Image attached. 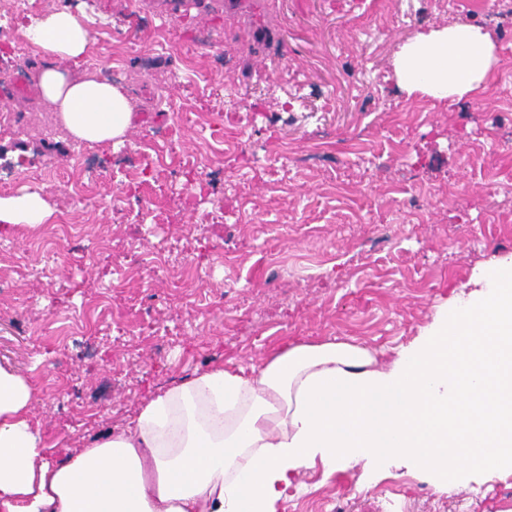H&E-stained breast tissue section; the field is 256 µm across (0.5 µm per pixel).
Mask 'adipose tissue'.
Returning a JSON list of instances; mask_svg holds the SVG:
<instances>
[{
    "mask_svg": "<svg viewBox=\"0 0 512 512\" xmlns=\"http://www.w3.org/2000/svg\"><path fill=\"white\" fill-rule=\"evenodd\" d=\"M50 66L34 79L77 140L124 143L136 113L121 87L80 64L93 42L67 9L24 32ZM498 48L481 25L418 35L394 60L399 86L438 100H481ZM35 191L0 197V224L36 227ZM437 307L389 359L335 338L291 342L260 366L220 365L146 400L125 425L56 458L33 424L34 388L0 366V512H288L304 470L401 462L437 483L512 472V256Z\"/></svg>",
    "mask_w": 512,
    "mask_h": 512,
    "instance_id": "obj_1",
    "label": "adipose tissue"
}]
</instances>
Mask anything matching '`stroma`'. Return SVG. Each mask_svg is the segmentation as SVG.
<instances>
[{
  "mask_svg": "<svg viewBox=\"0 0 512 512\" xmlns=\"http://www.w3.org/2000/svg\"><path fill=\"white\" fill-rule=\"evenodd\" d=\"M225 0H40L132 37L112 57L137 112L124 144H90L91 177L29 76L25 26L0 21V165L50 223L0 224V365L34 385V421L79 451L193 371L260 364L287 341L387 351L491 259L512 255V15L436 0H273L275 41ZM486 26L499 65L484 103L407 96L393 60L420 34ZM195 60L178 68L173 53ZM58 172L29 184L32 168ZM155 172L138 175L143 163ZM187 167L207 189L172 179ZM98 205L76 204L78 192ZM149 202L128 224L134 197ZM222 219H214L215 204ZM512 512V474L458 488L415 469H309L288 512Z\"/></svg>",
  "mask_w": 512,
  "mask_h": 512,
  "instance_id": "obj_1",
  "label": "stroma"
}]
</instances>
